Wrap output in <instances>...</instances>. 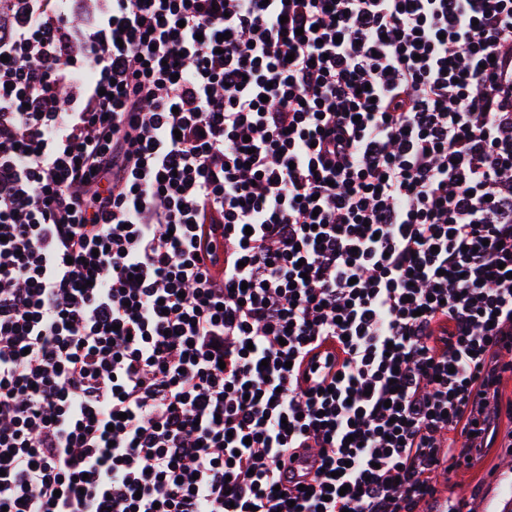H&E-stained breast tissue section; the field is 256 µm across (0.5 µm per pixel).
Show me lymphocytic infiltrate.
I'll return each mask as SVG.
<instances>
[{
    "mask_svg": "<svg viewBox=\"0 0 512 512\" xmlns=\"http://www.w3.org/2000/svg\"><path fill=\"white\" fill-rule=\"evenodd\" d=\"M506 351L512 0L0 29V508L421 512Z\"/></svg>",
    "mask_w": 512,
    "mask_h": 512,
    "instance_id": "1",
    "label": "lymphocytic infiltrate"
}]
</instances>
